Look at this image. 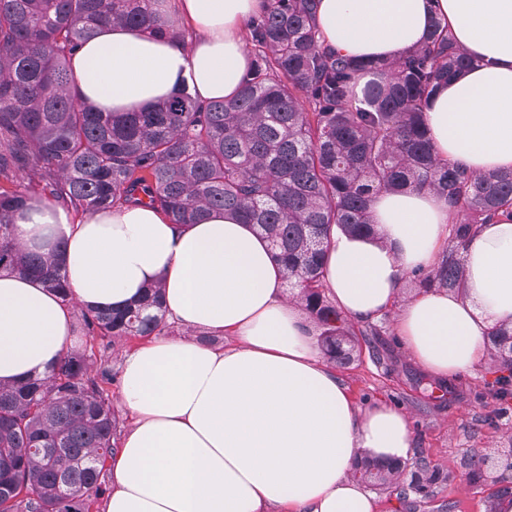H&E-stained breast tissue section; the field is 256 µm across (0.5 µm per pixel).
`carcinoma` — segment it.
<instances>
[{
	"mask_svg": "<svg viewBox=\"0 0 512 512\" xmlns=\"http://www.w3.org/2000/svg\"><path fill=\"white\" fill-rule=\"evenodd\" d=\"M161 0H0V269L41 280L66 302L58 251L23 248L13 217L33 201L77 212L146 203L173 224L224 211L253 225L282 265L292 300L328 362L346 366L378 335L336 308L324 277L330 234H371L381 192L429 190L460 216L441 261L405 277L461 292L476 225L512 213V171L473 174L436 155L425 112L470 63L447 27L398 59L373 63L332 49L314 23L319 0H267L248 24L253 56L239 93L200 105L187 88L147 111L98 112L73 92L71 57L103 24L185 40ZM371 78L359 84L362 76ZM162 282L122 311L80 308L84 335L52 372L0 383V512H89L104 491L123 419L112 402L119 350L167 334ZM490 342L499 375L476 394L512 410V327ZM360 479L396 491L406 509L432 500L453 471L419 455Z\"/></svg>",
	"mask_w": 512,
	"mask_h": 512,
	"instance_id": "obj_1",
	"label": "carcinoma"
}]
</instances>
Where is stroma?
Returning a JSON list of instances; mask_svg holds the SVG:
<instances>
[{
  "label": "stroma",
  "mask_w": 512,
  "mask_h": 512,
  "mask_svg": "<svg viewBox=\"0 0 512 512\" xmlns=\"http://www.w3.org/2000/svg\"><path fill=\"white\" fill-rule=\"evenodd\" d=\"M396 371H385L369 357H361L339 371L357 402L386 400L402 404L412 421L415 449L429 460L454 467L456 477L443 493L448 512H488L493 498L502 488L512 486V471L503 470L501 457L512 448V413L501 415L492 399L476 401L474 393L483 391L491 380L493 358H486L473 374L459 383L458 397L447 399L441 408L422 412L417 393L409 380L417 366L406 354H399ZM474 452L487 459V478L470 482L460 467L463 455Z\"/></svg>",
  "instance_id": "obj_1"
}]
</instances>
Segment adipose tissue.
I'll return each mask as SVG.
<instances>
[{"label":"adipose tissue","mask_w":512,"mask_h":512,"mask_svg":"<svg viewBox=\"0 0 512 512\" xmlns=\"http://www.w3.org/2000/svg\"><path fill=\"white\" fill-rule=\"evenodd\" d=\"M265 6L166 0L192 28L188 43L102 27L72 57L73 91L101 112L155 105L184 84L204 104L231 98L250 67L247 23ZM438 23L474 63L429 102L436 154L477 174L512 169V0H320L316 14L326 44L374 61L420 45ZM370 215L373 235L333 233L325 280L337 308L358 322L395 312V337L423 372L458 379L484 362L489 329L512 323V215L473 233L464 294L408 299L405 273L438 262L454 217L439 195L409 189L380 193ZM14 224L23 245L48 252L64 242L74 302L0 270V381L46 376L75 340V307L121 309L158 280L169 321L184 331L122 356L129 420L102 512H376L349 472L365 459L405 461L410 421L385 402L356 406L250 225L221 212L173 224L128 205L79 215L44 201ZM199 331L221 344L200 343Z\"/></svg>","instance_id":"obj_1"}]
</instances>
